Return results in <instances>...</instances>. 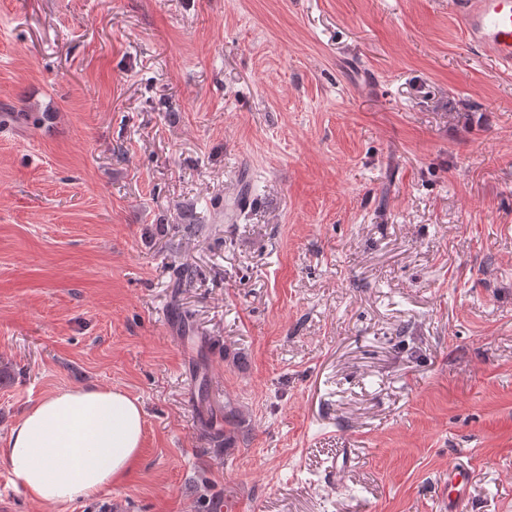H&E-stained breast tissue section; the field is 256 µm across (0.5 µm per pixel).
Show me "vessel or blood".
<instances>
[{
    "label": "vessel or blood",
    "instance_id": "vessel-or-blood-1",
    "mask_svg": "<svg viewBox=\"0 0 512 512\" xmlns=\"http://www.w3.org/2000/svg\"><path fill=\"white\" fill-rule=\"evenodd\" d=\"M468 42L478 47L501 72H512V0H462L459 9ZM465 467L448 469V502L456 504L467 491Z\"/></svg>",
    "mask_w": 512,
    "mask_h": 512
}]
</instances>
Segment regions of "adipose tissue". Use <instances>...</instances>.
Here are the masks:
<instances>
[{"instance_id":"1","label":"adipose tissue","mask_w":512,"mask_h":512,"mask_svg":"<svg viewBox=\"0 0 512 512\" xmlns=\"http://www.w3.org/2000/svg\"><path fill=\"white\" fill-rule=\"evenodd\" d=\"M138 400L102 385L65 389L33 405L7 438L15 485L42 505L95 497L122 480L142 446Z\"/></svg>"}]
</instances>
